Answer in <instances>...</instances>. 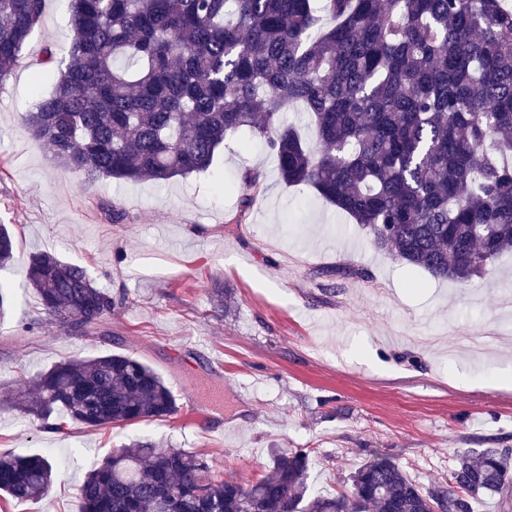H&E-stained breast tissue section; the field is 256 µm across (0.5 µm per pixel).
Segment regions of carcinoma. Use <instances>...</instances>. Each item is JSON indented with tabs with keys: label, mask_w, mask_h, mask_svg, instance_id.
I'll return each instance as SVG.
<instances>
[{
	"label": "carcinoma",
	"mask_w": 512,
	"mask_h": 512,
	"mask_svg": "<svg viewBox=\"0 0 512 512\" xmlns=\"http://www.w3.org/2000/svg\"><path fill=\"white\" fill-rule=\"evenodd\" d=\"M506 0H70V43L38 66L59 72L25 115L29 135L93 185L164 183L209 171L224 141L264 139L288 186H309L366 229L372 245L436 279L471 281L512 252V5ZM44 0H0V86ZM301 106L312 140L281 121ZM242 181L241 211L262 192ZM15 242L0 225V268ZM25 287L50 324L93 336L112 295L88 270L31 256ZM3 401L60 430L162 419L176 398L128 354L69 359ZM311 451L277 453L251 484L215 473L179 448L139 442L91 470L81 512H473L512 488V449L461 455L443 483L420 485L375 457L350 488L314 494ZM51 453L0 456V495L45 494Z\"/></svg>",
	"instance_id": "1"
}]
</instances>
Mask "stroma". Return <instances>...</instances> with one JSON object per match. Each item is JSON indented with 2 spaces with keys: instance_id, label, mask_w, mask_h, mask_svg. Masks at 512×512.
<instances>
[{
  "instance_id": "obj_1",
  "label": "stroma",
  "mask_w": 512,
  "mask_h": 512,
  "mask_svg": "<svg viewBox=\"0 0 512 512\" xmlns=\"http://www.w3.org/2000/svg\"><path fill=\"white\" fill-rule=\"evenodd\" d=\"M68 18L69 0H45L0 86V224L16 240L0 270V391L67 358L123 353L210 412L199 425L181 408L57 431L2 404L0 453L51 450L57 476L46 496L0 500V512H80L87 471L136 442L195 452L243 484L268 475L276 452L307 448L322 493L376 456L425 485L449 481L465 451L512 448V254L465 284L435 279L376 250L311 188L281 182L258 139H227L201 175L85 186L23 124L57 78L44 70L32 88L45 48L63 54ZM248 169L265 190L244 212ZM39 252L83 265L116 299L97 339L49 326L24 286Z\"/></svg>"
}]
</instances>
